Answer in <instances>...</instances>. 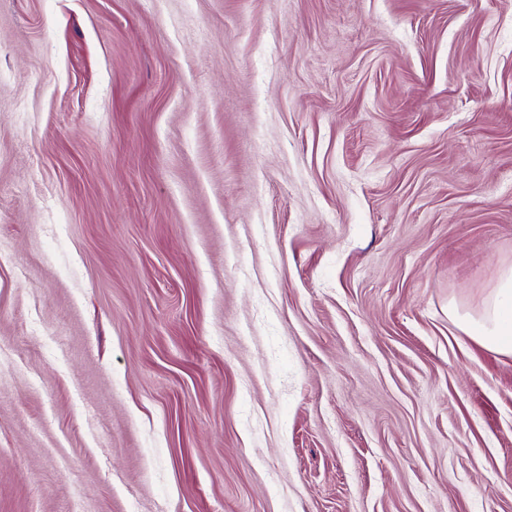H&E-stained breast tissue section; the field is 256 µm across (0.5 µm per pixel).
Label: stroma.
I'll return each mask as SVG.
<instances>
[{
	"instance_id": "obj_1",
	"label": "stroma",
	"mask_w": 512,
	"mask_h": 512,
	"mask_svg": "<svg viewBox=\"0 0 512 512\" xmlns=\"http://www.w3.org/2000/svg\"><path fill=\"white\" fill-rule=\"evenodd\" d=\"M512 0H0V512H512ZM448 316L462 333L483 347L512 355V268L502 271L476 315L450 305Z\"/></svg>"
}]
</instances>
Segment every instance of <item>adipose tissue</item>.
<instances>
[{"label": "adipose tissue", "mask_w": 512, "mask_h": 512, "mask_svg": "<svg viewBox=\"0 0 512 512\" xmlns=\"http://www.w3.org/2000/svg\"><path fill=\"white\" fill-rule=\"evenodd\" d=\"M448 316L462 333L483 347L512 355V268L502 271L478 313L452 305Z\"/></svg>", "instance_id": "ef3b65f1"}]
</instances>
